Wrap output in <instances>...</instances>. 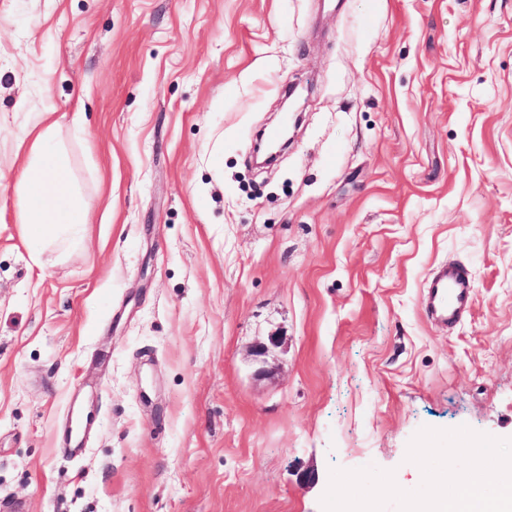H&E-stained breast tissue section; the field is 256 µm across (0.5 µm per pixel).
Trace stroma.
<instances>
[{
	"mask_svg": "<svg viewBox=\"0 0 512 512\" xmlns=\"http://www.w3.org/2000/svg\"><path fill=\"white\" fill-rule=\"evenodd\" d=\"M45 110L92 204L63 247L19 219ZM462 425L512 438V0H0V512H323ZM475 285L456 267L441 266L431 277L425 295L428 314L443 324L453 323L469 309Z\"/></svg>",
	"mask_w": 512,
	"mask_h": 512,
	"instance_id": "1",
	"label": "stroma"
}]
</instances>
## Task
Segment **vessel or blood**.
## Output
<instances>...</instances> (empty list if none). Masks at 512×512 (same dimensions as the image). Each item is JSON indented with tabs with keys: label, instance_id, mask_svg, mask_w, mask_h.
<instances>
[{
	"label": "vessel or blood",
	"instance_id": "b4317fda",
	"mask_svg": "<svg viewBox=\"0 0 512 512\" xmlns=\"http://www.w3.org/2000/svg\"><path fill=\"white\" fill-rule=\"evenodd\" d=\"M474 284L456 267L441 266L431 277L425 295V307L436 321L447 324L457 320L460 313L469 309Z\"/></svg>",
	"mask_w": 512,
	"mask_h": 512
}]
</instances>
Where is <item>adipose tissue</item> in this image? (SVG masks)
Returning a JSON list of instances; mask_svg holds the SVG:
<instances>
[{"instance_id":"adipose-tissue-1","label":"adipose tissue","mask_w":512,"mask_h":512,"mask_svg":"<svg viewBox=\"0 0 512 512\" xmlns=\"http://www.w3.org/2000/svg\"><path fill=\"white\" fill-rule=\"evenodd\" d=\"M56 129L48 112L27 129V160L19 183L20 221L31 237L49 243L81 233L91 208L68 177L69 159L57 142Z\"/></svg>"}]
</instances>
